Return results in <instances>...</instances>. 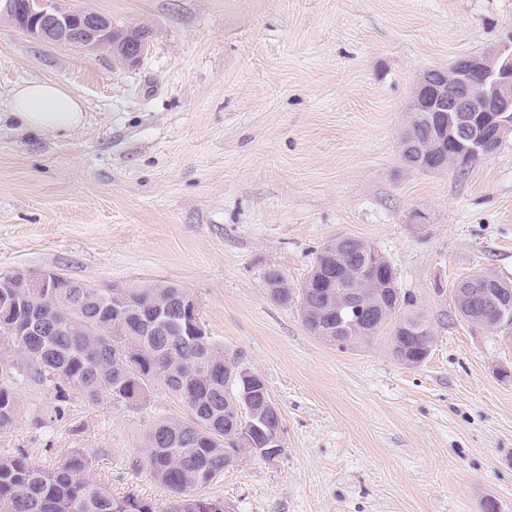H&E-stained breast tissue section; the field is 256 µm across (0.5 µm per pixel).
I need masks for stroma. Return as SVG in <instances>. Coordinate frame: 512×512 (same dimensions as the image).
<instances>
[{
  "mask_svg": "<svg viewBox=\"0 0 512 512\" xmlns=\"http://www.w3.org/2000/svg\"><path fill=\"white\" fill-rule=\"evenodd\" d=\"M153 31L135 65L36 41L0 20V275L53 271L93 288L171 281L264 381L279 455H247L199 488L224 512H512V343L456 315L457 281L512 284V136L466 170L400 157L430 67L512 31V0H78ZM49 80L85 103L66 133L10 114ZM366 241L433 323L423 364L387 336L345 350L274 303L268 268L302 282L322 245ZM0 453L52 466L77 449L114 497L164 512L144 468L156 421L188 411L163 384L140 405L26 377Z\"/></svg>",
  "mask_w": 512,
  "mask_h": 512,
  "instance_id": "35a3bbf8",
  "label": "stroma"
}]
</instances>
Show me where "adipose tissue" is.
<instances>
[{"label": "adipose tissue", "instance_id": "adipose-tissue-1", "mask_svg": "<svg viewBox=\"0 0 512 512\" xmlns=\"http://www.w3.org/2000/svg\"><path fill=\"white\" fill-rule=\"evenodd\" d=\"M10 108L23 128L37 132L74 130L84 116L83 104L77 94L46 81L18 85L12 93Z\"/></svg>", "mask_w": 512, "mask_h": 512}]
</instances>
